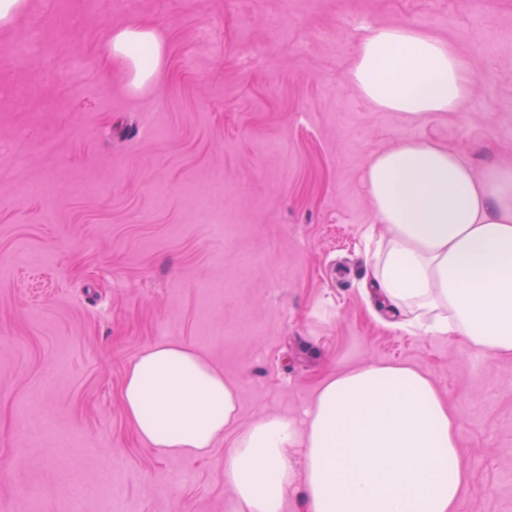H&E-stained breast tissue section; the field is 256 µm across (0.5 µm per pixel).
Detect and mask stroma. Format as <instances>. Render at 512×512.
<instances>
[{
  "label": "stroma",
  "mask_w": 512,
  "mask_h": 512,
  "mask_svg": "<svg viewBox=\"0 0 512 512\" xmlns=\"http://www.w3.org/2000/svg\"><path fill=\"white\" fill-rule=\"evenodd\" d=\"M396 23L465 57L459 112L411 120L349 86L367 29ZM127 24L166 44L140 90L100 55ZM35 28L42 51L8 59ZM407 141L512 166V0H24L0 25V512H224V445L161 455L122 409L164 340L239 384L242 428L302 418L330 373L417 367L459 418L457 512H512V356L390 326L362 293L363 169Z\"/></svg>",
  "instance_id": "stroma-1"
}]
</instances>
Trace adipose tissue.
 I'll list each match as a JSON object with an SVG mask.
<instances>
[{"instance_id": "ef3b65f1", "label": "adipose tissue", "mask_w": 512, "mask_h": 512, "mask_svg": "<svg viewBox=\"0 0 512 512\" xmlns=\"http://www.w3.org/2000/svg\"><path fill=\"white\" fill-rule=\"evenodd\" d=\"M101 53L140 88L164 43L132 24L112 29ZM347 77L378 110L413 119L459 111L471 85L447 40L407 24L370 28ZM363 180L384 226L366 253L371 293L397 326L512 355V167L478 173L446 148L406 142L372 155ZM120 398L137 437L173 458L208 457L234 432L225 512H285L296 485L309 512H456L470 478L456 415L423 370L403 364L333 373L303 420L266 416L240 431L239 385L164 341L131 360Z\"/></svg>"}]
</instances>
